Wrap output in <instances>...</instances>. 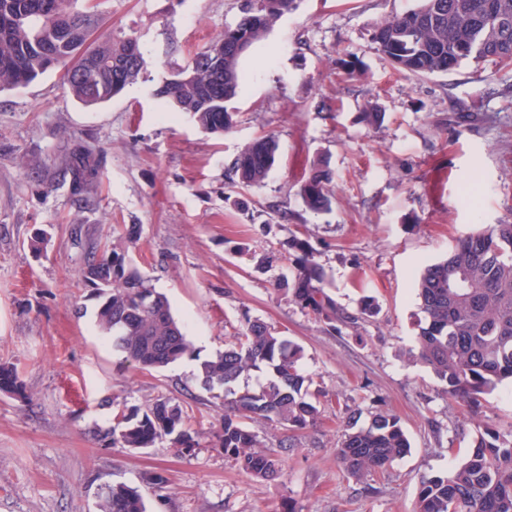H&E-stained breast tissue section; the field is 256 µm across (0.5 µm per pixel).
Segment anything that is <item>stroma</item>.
<instances>
[{
    "label": "stroma",
    "instance_id": "35a3bbf8",
    "mask_svg": "<svg viewBox=\"0 0 512 512\" xmlns=\"http://www.w3.org/2000/svg\"><path fill=\"white\" fill-rule=\"evenodd\" d=\"M414 0H297L241 60L233 126L203 132L170 115L154 90L239 16L238 0H106L105 31L137 37L146 60L111 101H75L53 69L0 92V364L16 367L22 394L0 392V512H101L98 489L138 488L147 512H412L422 477L459 462L489 426L512 434V384L464 417L429 368L409 361L420 317L416 280L480 225L512 222V70L467 63L400 78L372 41L388 16ZM358 76H339V59ZM385 113L369 125L372 104ZM478 112H470V105ZM274 136L279 156L265 180L241 189L230 167L246 145ZM95 149V176L76 190L69 164ZM318 156L333 172L331 204L313 211L298 195ZM130 252L164 293L194 348L162 370H138L113 351L98 300L78 273L92 252L129 226ZM304 231L337 304L376 310L336 332L290 297L288 241ZM46 232L33 251L30 240ZM246 243L247 255L235 254ZM266 254L275 271L258 269ZM250 314L305 350L319 419L304 432L252 421L279 449L286 478L260 481L211 445L224 399L206 390L200 363L222 352ZM160 399L185 405L199 446L112 445L117 407ZM399 417L411 448L361 481L336 448L346 408ZM169 480L157 493L152 473Z\"/></svg>",
    "mask_w": 512,
    "mask_h": 512
}]
</instances>
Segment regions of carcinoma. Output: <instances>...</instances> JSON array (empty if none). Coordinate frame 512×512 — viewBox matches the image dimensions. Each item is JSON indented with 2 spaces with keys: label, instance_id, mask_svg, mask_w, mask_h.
Returning <instances> with one entry per match:
<instances>
[{
  "label": "carcinoma",
  "instance_id": "obj_1",
  "mask_svg": "<svg viewBox=\"0 0 512 512\" xmlns=\"http://www.w3.org/2000/svg\"><path fill=\"white\" fill-rule=\"evenodd\" d=\"M81 0H0V93L26 86L52 68L63 70L72 96L84 105L107 102L124 87L112 84L125 42L107 38L97 45L92 62L98 80L90 85L70 73V43L55 27L83 12ZM262 25L293 9L296 0H273ZM373 42L403 76L447 73L464 63L512 70V0H416L400 15L375 28ZM188 81H170L155 95L177 112L188 113L206 133L220 135L233 125L224 103L235 99L240 83L239 58H225L224 71L192 67ZM278 143L267 136V153L254 158L244 150L232 171L242 187L261 182L274 166ZM333 173L315 160L302 178L300 195L313 211L330 205ZM289 249L297 273L293 281L277 279L276 291L291 295L330 329L355 327L358 317L340 307L326 290V275L309 239L292 232ZM84 281L102 297L98 322L112 348L140 369H159L193 354L172 314L167 298L156 290L129 256L128 247L112 244L87 261ZM423 318L418 324L413 357L431 369L448 398L477 415L484 396L512 381V223L490 224L459 240L443 260L427 266L417 280ZM304 349L264 321L243 313L239 329L224 351L200 364L203 384L224 389V420L214 447L240 469L263 481L282 477L278 451L261 446L249 426L261 419L289 431L314 427L319 409L311 390L313 378L303 368ZM267 372L253 387L251 372ZM18 372L0 366V391L18 393ZM190 415L180 404L161 399L142 410L124 406L113 416L112 446L129 451L163 441L186 452L198 447ZM346 408V429L336 448L347 476L356 480L383 469L404 455L410 443L399 419L376 412L359 423ZM104 512H146L135 487L116 483L102 495ZM414 512H512V443L486 427L471 442L467 455L445 475L421 480Z\"/></svg>",
  "mask_w": 512,
  "mask_h": 512
}]
</instances>
